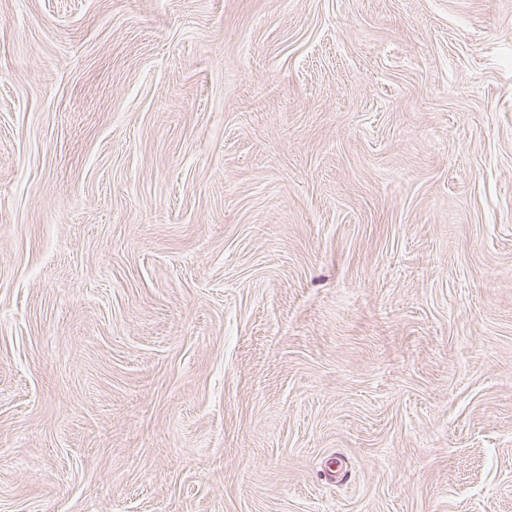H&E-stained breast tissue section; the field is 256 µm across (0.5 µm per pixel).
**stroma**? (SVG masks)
Here are the masks:
<instances>
[{"label":"stroma","instance_id":"stroma-1","mask_svg":"<svg viewBox=\"0 0 512 512\" xmlns=\"http://www.w3.org/2000/svg\"><path fill=\"white\" fill-rule=\"evenodd\" d=\"M0 512H512V0H0Z\"/></svg>","mask_w":512,"mask_h":512}]
</instances>
